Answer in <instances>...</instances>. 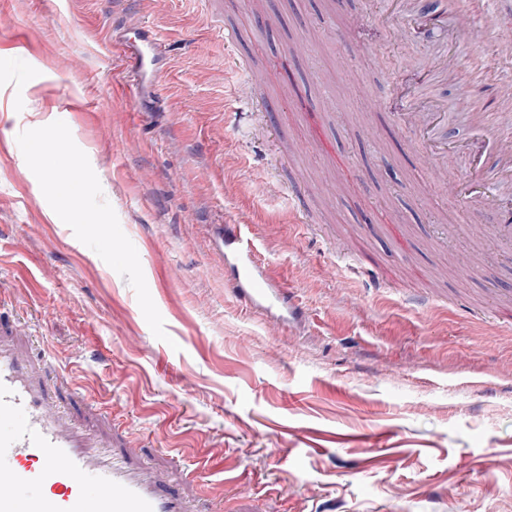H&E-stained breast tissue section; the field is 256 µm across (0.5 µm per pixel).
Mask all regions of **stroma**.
<instances>
[{"instance_id": "1", "label": "stroma", "mask_w": 512, "mask_h": 512, "mask_svg": "<svg viewBox=\"0 0 512 512\" xmlns=\"http://www.w3.org/2000/svg\"><path fill=\"white\" fill-rule=\"evenodd\" d=\"M142 26L159 102L121 90ZM444 38L476 52L391 0H0V336L193 512H512V259L471 235L512 190L449 202L400 119L438 103L468 173L494 91ZM228 224L288 319L237 299Z\"/></svg>"}]
</instances>
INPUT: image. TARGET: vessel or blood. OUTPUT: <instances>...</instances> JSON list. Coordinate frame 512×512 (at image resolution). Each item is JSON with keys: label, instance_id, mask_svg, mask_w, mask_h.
Returning <instances> with one entry per match:
<instances>
[{"label": "vessel or blood", "instance_id": "1", "mask_svg": "<svg viewBox=\"0 0 512 512\" xmlns=\"http://www.w3.org/2000/svg\"><path fill=\"white\" fill-rule=\"evenodd\" d=\"M488 3L511 16L492 35L479 20ZM446 6L481 51L468 64L475 81L497 86L496 111L463 114L488 162L465 179L449 182L448 197L494 209L497 185L512 182V0H447ZM120 45L135 91L147 87L161 94L157 36L144 27ZM404 110L410 125L422 133L416 150L430 176L443 178L453 152L446 113L410 99ZM224 239L234 247L232 287L238 299L249 307L290 310V293L268 276L243 225H225ZM0 512H186V506L178 494L136 475L125 460L102 453L94 436L77 430L58 399L34 383L27 360L0 344Z\"/></svg>", "mask_w": 512, "mask_h": 512}]
</instances>
